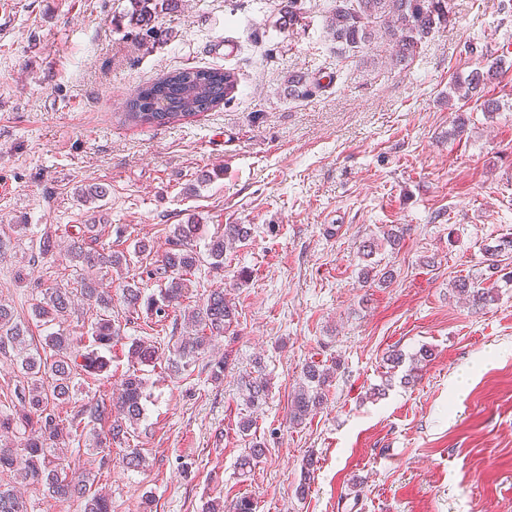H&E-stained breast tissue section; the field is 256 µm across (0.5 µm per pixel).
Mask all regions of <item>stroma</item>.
Here are the masks:
<instances>
[{"mask_svg":"<svg viewBox=\"0 0 512 512\" xmlns=\"http://www.w3.org/2000/svg\"><path fill=\"white\" fill-rule=\"evenodd\" d=\"M329 3L306 0L292 33L275 26L278 0H182L160 16L167 37L152 45L119 25L129 0H0V235L11 239L0 303L25 319L37 289L79 288L65 248L83 226H95L97 248L130 256L128 272H94L124 338L103 372L75 376L59 413L111 394L133 370L131 342L167 347L171 325L128 313L118 296L127 273L158 293L147 271L172 225L200 221L201 252L224 225L251 227L223 268L190 275L184 301L222 288L236 305L234 333L213 350L227 358L223 378L198 361L179 373L163 361L145 367L150 397L133 439L143 469L123 467L117 447L103 465L67 445L112 512H202L243 495L255 512H512V288L480 309L450 288L478 276L485 245L512 238V0H448L447 28L405 67L376 47L337 56ZM225 38L236 56L212 55ZM497 56L510 68L485 90L496 112L449 99L455 78ZM183 66L236 69L234 101L172 125L124 122L139 86ZM321 68L343 77L316 97L288 98L289 72ZM93 183L107 197L78 202ZM394 225L406 229L399 250L376 254L390 284L362 283V242ZM44 236L57 247L42 256ZM141 240L150 257L134 255ZM422 348L429 358L404 383ZM394 349L406 357L396 368L386 361ZM309 362L332 383L296 426L288 408ZM259 368L271 389L254 408L241 378ZM246 419L254 437L239 430ZM254 440L265 455L239 474ZM309 455L316 466L301 495Z\"/></svg>","mask_w":512,"mask_h":512,"instance_id":"stroma-1","label":"stroma"}]
</instances>
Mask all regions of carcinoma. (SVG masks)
<instances>
[{
  "label": "carcinoma",
  "mask_w": 512,
  "mask_h": 512,
  "mask_svg": "<svg viewBox=\"0 0 512 512\" xmlns=\"http://www.w3.org/2000/svg\"><path fill=\"white\" fill-rule=\"evenodd\" d=\"M129 3L130 9L121 19L142 31L152 43L164 41L166 33L158 25V19L176 9L179 0H129ZM277 14L280 28H293L303 19L304 0H281ZM449 21L448 0H332L326 29L340 54L360 53L376 42L383 45L390 64L397 67L409 65L422 44L433 33L447 27ZM502 73V59L497 58L487 65V70L475 69L454 82L451 93L461 100L472 99L481 93L487 81ZM327 77L328 83L324 84L318 72H292L285 81V91L293 99H308L325 91L339 79L340 72H330ZM239 83V74L232 69H178L143 85L127 102L124 119L132 125L173 124L232 101ZM199 231L200 224L193 221L174 225L171 248L152 270V275L166 281L165 287L156 297L144 294L134 283L125 284L121 288L120 302L128 312L143 310L163 322L182 306L188 288L186 275L201 262L195 245ZM90 233L92 227L89 226L87 233L72 238L68 256L77 267L87 273L101 264L122 268L126 255L100 253L92 247ZM250 235L248 224L224 225V232L211 237L207 244L211 267L222 268L224 248ZM483 251L485 276L491 279L503 271L500 257L512 251V239L495 246L487 245ZM451 288L473 307L484 308L496 300L493 289L483 287L478 281L455 279ZM80 293L102 310V314L88 337L75 336L64 328L44 336V346L51 350L49 355L31 346L27 338L29 325L0 306V349L11 348L13 365L23 378L14 389L22 408L0 411V432L18 434L17 443L0 444V471L12 473L17 482L42 487L44 497L49 500L77 499L82 501V512H112L110 499L93 489V479L71 469L63 449L56 444L60 439L81 440L85 433L94 431L97 424L111 417L115 409L118 416L109 429L108 443L98 440L93 448L104 461H109L110 444L129 443L128 427L143 417L146 386L143 377L133 372L122 379L110 398L88 401L72 416L63 417L50 407L55 401L71 397L73 378L78 370L89 374L103 371L107 359L102 352L110 350L120 337V328L112 322V295L96 288L89 277L82 278ZM70 307L68 289L46 288L42 298L32 304L30 318L37 324L54 321L60 324ZM191 321L195 335L181 337L172 345V357L167 359L172 367L185 368L209 350L212 342L223 337L237 322V309L224 290L216 288L191 311ZM129 354L136 362L147 366L160 360L158 347L141 340L132 342ZM330 383L327 372L315 365L305 366L303 385L290 404V421L301 423L320 408ZM244 386L249 405L257 406L266 401L269 384L265 378L252 377L244 381ZM264 454L262 443L253 442L249 452L239 460V468H252ZM204 509L205 512H254L253 502L246 496L226 503L209 500ZM0 512H28L25 501L9 483H0Z\"/></svg>",
  "instance_id": "1"
}]
</instances>
